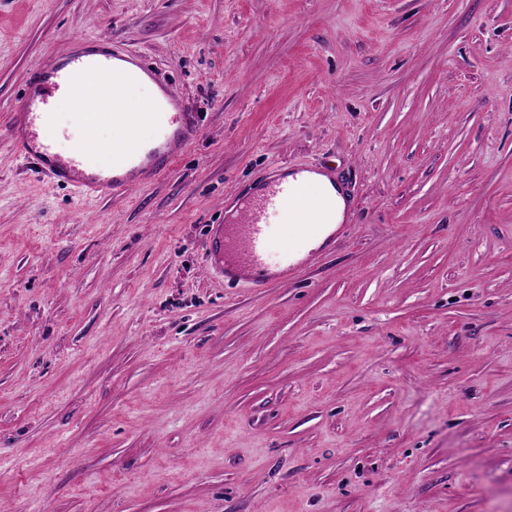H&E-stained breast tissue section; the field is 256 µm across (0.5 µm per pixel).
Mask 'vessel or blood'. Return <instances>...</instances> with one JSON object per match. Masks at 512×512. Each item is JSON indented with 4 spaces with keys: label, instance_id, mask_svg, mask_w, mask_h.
I'll use <instances>...</instances> for the list:
<instances>
[{
    "label": "vessel or blood",
    "instance_id": "b4317fda",
    "mask_svg": "<svg viewBox=\"0 0 512 512\" xmlns=\"http://www.w3.org/2000/svg\"><path fill=\"white\" fill-rule=\"evenodd\" d=\"M108 37L94 42L78 41L63 62L37 65L30 75L21 110L12 128L19 156L35 160L40 172L54 186H63L82 197L120 195L133 186L135 175L159 174L196 137L199 123L167 85H160L146 118L156 125L158 135L150 148H142L134 137L111 146L112 164L101 169L93 163L98 147L97 131L104 123L120 119L125 88L140 76L156 79L155 70L137 55L108 50ZM65 92L75 101L92 95L96 109L76 110L73 124L62 127L61 136L70 140L68 153L56 152L45 131L56 122L50 112L51 99ZM280 198L282 209L294 208L299 201L321 207L318 188L310 184L288 183L283 174L268 177L261 190L250 193L241 203L242 219L236 224H215L207 242L209 266L221 282L263 288L267 280L258 276L268 264L273 240L287 242L273 279L287 277L305 260L302 232L294 224L272 223L267 211L268 197Z\"/></svg>",
    "mask_w": 512,
    "mask_h": 512
}]
</instances>
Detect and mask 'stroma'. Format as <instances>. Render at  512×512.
<instances>
[{
	"label": "stroma",
	"mask_w": 512,
	"mask_h": 512,
	"mask_svg": "<svg viewBox=\"0 0 512 512\" xmlns=\"http://www.w3.org/2000/svg\"><path fill=\"white\" fill-rule=\"evenodd\" d=\"M100 35L200 133L80 201L11 126ZM291 166L334 240L224 287ZM0 512H512V0H0ZM292 169L293 174L303 178L301 186L288 184L283 173L273 174L263 182L264 187L261 190L250 193L242 201L240 208L243 218L238 224L211 225L206 246L207 259L215 277L224 284H246L251 288H265L274 280L287 278L289 270L297 269L314 251L325 247L336 235L335 227L322 244L317 248L308 249L307 244H302L301 239L305 232L298 230V224H272L266 207L268 196L281 199L283 213L293 209L300 198L317 210L323 205L319 189L305 182L303 173L312 169ZM304 201L296 207L298 220L303 210L310 209L309 204ZM274 239L281 240L285 244V249L275 264L276 270L272 272V278L261 279L257 274L265 266L269 267V250ZM289 239L296 241V244L288 249ZM304 250L306 253L301 255V251ZM314 179L319 183L324 192L329 197V207L322 219H316L314 228L312 231L317 230L318 225L329 223V224H340L343 221L344 213L347 208V203L338 190L334 188L331 181L325 176H314Z\"/></svg>",
	"instance_id": "obj_1"
}]
</instances>
